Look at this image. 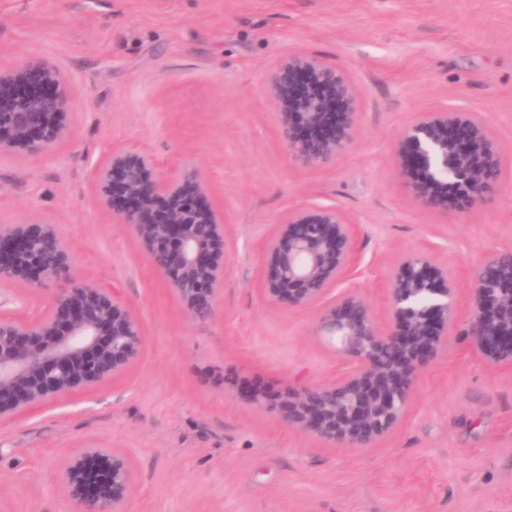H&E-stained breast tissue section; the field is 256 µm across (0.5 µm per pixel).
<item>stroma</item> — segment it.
<instances>
[{
  "instance_id": "1",
  "label": "stroma",
  "mask_w": 512,
  "mask_h": 512,
  "mask_svg": "<svg viewBox=\"0 0 512 512\" xmlns=\"http://www.w3.org/2000/svg\"><path fill=\"white\" fill-rule=\"evenodd\" d=\"M293 52L346 67L363 94L334 165L300 168L281 141L263 79ZM27 56L70 83L73 126L47 154L0 157V223L58 224L76 273L121 290L143 343L120 380L0 426V512H68L53 475L85 441L128 454L129 512H512V371L464 348L374 448L329 447L250 397L343 367L315 334L319 305L261 296L263 243L290 210L352 220L344 285L377 309L402 254L429 249L461 275L512 245V0H0V68ZM444 109L477 113L502 149V192L464 214L415 204L392 163L400 130ZM118 147L166 170L193 161L211 185L226 269L209 319L97 206L93 171Z\"/></svg>"
}]
</instances>
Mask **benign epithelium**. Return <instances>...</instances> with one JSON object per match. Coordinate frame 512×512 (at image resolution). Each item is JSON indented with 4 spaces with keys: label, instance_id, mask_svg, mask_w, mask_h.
<instances>
[{
    "label": "benign epithelium",
    "instance_id": "obj_1",
    "mask_svg": "<svg viewBox=\"0 0 512 512\" xmlns=\"http://www.w3.org/2000/svg\"><path fill=\"white\" fill-rule=\"evenodd\" d=\"M264 90L292 161L330 165L348 152L363 109L347 69L294 52L267 73ZM71 89L61 73L28 56L0 70V156L45 154L71 128ZM394 167L421 178L406 186L433 211L465 213L502 190L501 154L473 112H423L399 133ZM97 205L138 239L149 265L193 318L214 313L224 286V212L210 201L201 170L164 171L149 153L112 150L93 174ZM356 228L337 207L288 212L263 246V299L291 308L322 300L318 331L344 360L328 382L299 391L259 393L287 427L337 448H372L408 414L420 376L463 344L493 371L512 370V246L459 277L427 249L395 262L377 311L368 296L339 288L355 265ZM45 295L41 311L0 315V424L51 402L89 392L126 375L136 363L142 328L115 288L74 272L69 239L38 219L0 224V284ZM71 512H126L135 488L132 463L120 448L87 441L71 449L55 474Z\"/></svg>",
    "mask_w": 512,
    "mask_h": 512
}]
</instances>
